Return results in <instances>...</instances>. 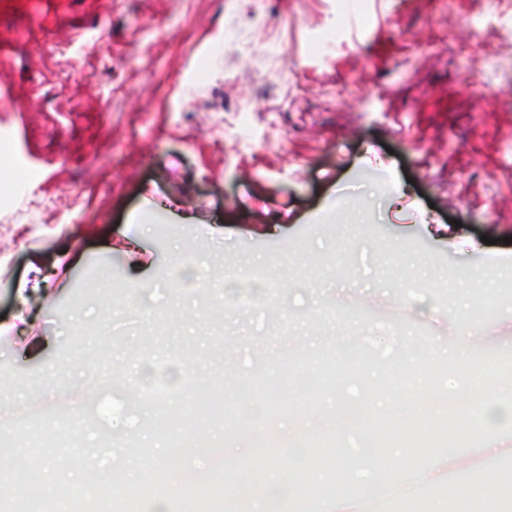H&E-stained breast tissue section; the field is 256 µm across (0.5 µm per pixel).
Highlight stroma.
Returning a JSON list of instances; mask_svg holds the SVG:
<instances>
[{
    "label": "stroma",
    "mask_w": 512,
    "mask_h": 512,
    "mask_svg": "<svg viewBox=\"0 0 512 512\" xmlns=\"http://www.w3.org/2000/svg\"><path fill=\"white\" fill-rule=\"evenodd\" d=\"M38 269L0 416L89 452L377 321L512 353V0H0L1 325Z\"/></svg>",
    "instance_id": "obj_1"
}]
</instances>
